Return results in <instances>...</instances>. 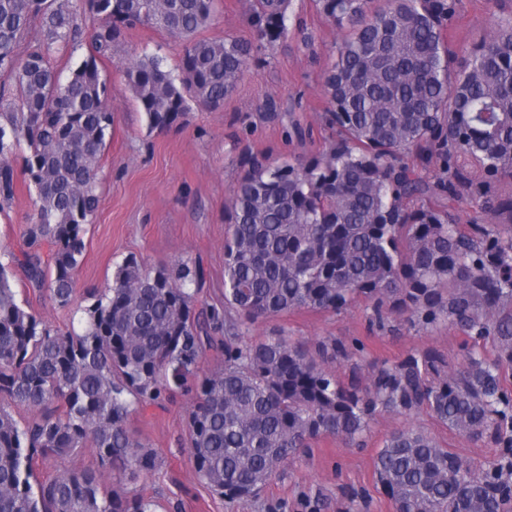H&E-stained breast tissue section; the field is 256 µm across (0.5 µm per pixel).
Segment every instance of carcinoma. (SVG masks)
<instances>
[{
  "label": "carcinoma",
  "mask_w": 512,
  "mask_h": 512,
  "mask_svg": "<svg viewBox=\"0 0 512 512\" xmlns=\"http://www.w3.org/2000/svg\"><path fill=\"white\" fill-rule=\"evenodd\" d=\"M313 3L346 32L323 81L338 140L302 161L245 162L226 207L224 306L206 303L199 261L130 255L82 309L84 330L62 334L19 303L14 268L71 301L114 121L97 60L137 26L183 42L176 77L157 56L120 66L149 130H163L191 101L224 104L286 33L289 0H249L251 41L197 37L215 0H0V73L14 80L0 85V211L20 182L36 196L28 251L0 261V396L33 411L18 421L0 406V512H156L124 488L156 467L126 421L178 390L194 395L197 479L228 500L258 496L321 436L360 447L376 415L424 410L495 455L474 466L417 428L394 430L374 472L395 512H512V16L458 66L447 30L460 0ZM36 20L41 38L21 54ZM85 39L90 55L61 80L52 56ZM23 143L20 180L9 156ZM413 152L433 175L403 161ZM463 202L499 223L462 228ZM358 300L371 329L460 331L462 363L429 348L364 365L363 347L335 338L244 341L260 320ZM209 350L224 364L200 375ZM79 448L95 462L36 477V460ZM105 468L117 476L107 493Z\"/></svg>",
  "instance_id": "obj_1"
}]
</instances>
